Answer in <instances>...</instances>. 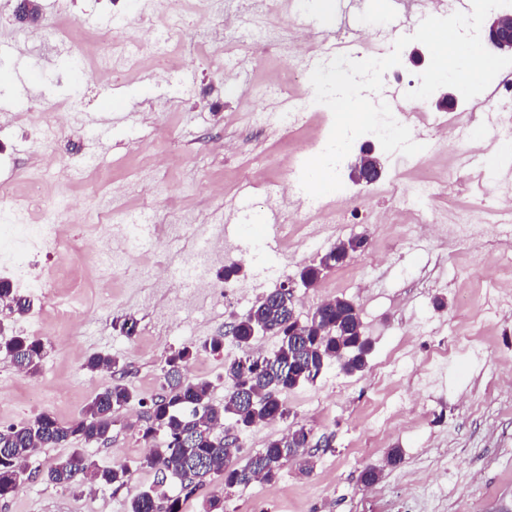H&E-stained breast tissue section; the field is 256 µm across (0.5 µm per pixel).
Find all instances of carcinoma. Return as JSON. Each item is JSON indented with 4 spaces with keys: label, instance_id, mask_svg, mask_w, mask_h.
Segmentation results:
<instances>
[{
    "label": "carcinoma",
    "instance_id": "1",
    "mask_svg": "<svg viewBox=\"0 0 512 512\" xmlns=\"http://www.w3.org/2000/svg\"><path fill=\"white\" fill-rule=\"evenodd\" d=\"M336 267V251L330 249L318 261L299 269L310 283ZM16 302V313L29 307L6 281H0V304ZM295 299L288 289L278 288L259 297L230 323L226 333L204 342L200 348L184 346L172 352L161 368V393L147 406L142 438L152 443L138 466L154 474V486L132 497L126 512H184L183 503L196 491L213 483L225 489L248 486L255 481L272 482L290 463L300 461L312 470L311 430L301 426L270 441L266 448L241 460L238 452L224 444V426L240 432L289 415L282 395L330 368L346 374H363L369 368L372 345L364 336L360 311L350 299L338 297L319 308L318 319L297 325ZM264 329L279 337L280 344L270 356L251 357L255 332ZM232 344L243 356L225 361L224 379L229 393L224 402L212 400L207 380L183 376L185 365L199 351L211 354ZM47 353L45 344L29 336L0 337V357L14 368L36 374ZM94 373L103 368L122 371L119 361L108 354H94L84 364ZM134 395L117 379L98 393L82 413L69 424L60 423L50 412L0 429V499L19 493L31 473L23 464L38 448H54L63 443H106L112 435L114 415L129 406ZM128 467L114 463L99 467L84 449L56 460L45 473L50 483L60 487L86 484L118 489L125 484ZM181 482V494L167 496L160 491L167 478Z\"/></svg>",
    "mask_w": 512,
    "mask_h": 512
}]
</instances>
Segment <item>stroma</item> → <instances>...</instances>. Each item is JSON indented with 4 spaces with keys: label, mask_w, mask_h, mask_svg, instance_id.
<instances>
[{
    "label": "stroma",
    "mask_w": 512,
    "mask_h": 512,
    "mask_svg": "<svg viewBox=\"0 0 512 512\" xmlns=\"http://www.w3.org/2000/svg\"><path fill=\"white\" fill-rule=\"evenodd\" d=\"M40 5L39 26L25 33L28 60L40 70L36 93L16 99L6 78L13 61L0 56V101L13 104V122L0 130V183L20 193L32 182L45 187L27 221H40L43 209L61 200L72 207V219L61 231L66 246L42 258L39 272L66 294L70 288L62 271L81 267L83 314L73 326L60 324L48 298L36 292L26 314L8 319L9 332L42 339L50 352L32 377L0 359V429L44 411L63 423L79 416L114 380L112 372L84 370L96 353L119 360L123 381L137 401L117 415L111 441L85 448L99 466L127 465L123 487L95 493L84 486L62 489L38 475L13 498L0 500V512H125L128 500L154 481L137 465L149 449L140 437L139 402L160 393L167 356L223 333L258 297L357 235L366 237L365 250L326 271L317 287L298 289L296 306L305 315L326 297L353 300L372 342L370 368L361 376L327 370L316 382L285 394L287 419L245 432L244 458L300 426L331 446L316 451L312 471L291 465L272 485L256 482L225 491L224 512H512V386L506 384L512 379V302L496 317L486 314L493 297L512 293V263L501 259L512 254V242L486 229L478 250L484 261L478 264L469 242L444 234L420 236L408 226L392 229L372 219L387 208L393 190L434 177L454 152L488 138L484 114L458 99L447 113V130L411 157L385 152L375 137H358L352 154L371 146L383 175L365 186L351 179L349 167L341 168L343 184L358 196L345 223L324 225L309 243L280 238L279 266L267 276L259 252L225 250L202 272L220 286L227 281L225 268L238 267V275L228 280L232 292H202L186 306L162 288L159 271L177 275L189 268L201 253L198 236L216 233L225 203L247 184L253 160L265 169L251 200L255 210H267V192L287 188L300 176L304 162L316 154L315 143L328 139L333 115L323 107L290 130L253 128L247 109L259 103L269 75L292 94L308 93L312 85L309 78L295 77L286 56L260 55L252 47L242 52L244 68L225 73L224 47L212 36L227 26L255 24L246 0H202L170 32L166 0H40ZM261 20L307 31L316 45L344 27L339 9L324 12L319 0H267ZM66 25L77 33L110 29L102 49L114 57L130 40L167 32L168 48L180 66L167 77L152 70L111 77L78 67L77 53L57 52ZM107 94L114 111L135 113L137 122L101 140L83 117L101 111ZM60 102L77 118L66 130L46 136L55 163L36 165L29 114ZM447 174L457 204L480 206L484 197L496 196L502 182H512V144L497 160L481 150L472 165ZM115 185L124 186V196L112 198ZM140 214L150 224H180L184 230L162 242L152 233L139 242L123 238L110 260L86 250L100 225L125 227ZM459 336L468 337L479 358L457 359L440 371L434 386L417 385L412 372L427 361L437 341ZM237 354L232 346L220 354H199L185 373L210 381L213 400L223 401L224 361ZM391 448L403 454L395 467L385 464ZM368 466L381 470L369 487L360 481Z\"/></svg>",
    "instance_id": "35a3bbf8"
}]
</instances>
